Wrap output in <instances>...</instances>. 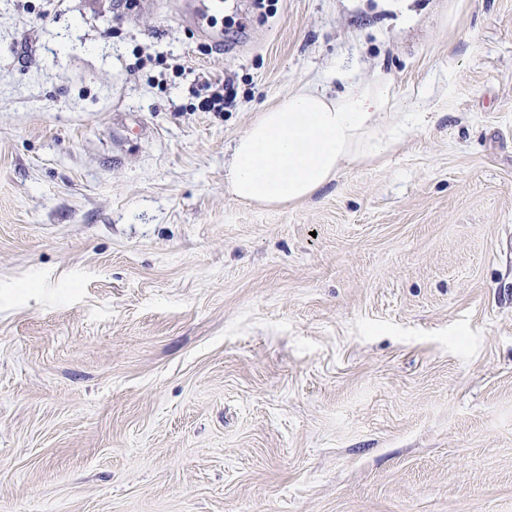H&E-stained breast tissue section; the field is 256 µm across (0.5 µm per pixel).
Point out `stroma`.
Returning a JSON list of instances; mask_svg holds the SVG:
<instances>
[{"mask_svg": "<svg viewBox=\"0 0 512 512\" xmlns=\"http://www.w3.org/2000/svg\"><path fill=\"white\" fill-rule=\"evenodd\" d=\"M191 3L0 0V512H512V0ZM378 78L394 150L230 194ZM209 85L214 90L208 96L204 97L198 104V108L203 112H224V108L231 106L236 99V92L230 80L224 82H215ZM383 81L356 82L336 98L314 83L289 91L234 141L224 183L241 203L264 207L313 196L345 167L392 150L418 120L398 112Z\"/></svg>", "mask_w": 512, "mask_h": 512, "instance_id": "obj_1", "label": "stroma"}]
</instances>
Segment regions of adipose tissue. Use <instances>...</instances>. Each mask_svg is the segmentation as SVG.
Wrapping results in <instances>:
<instances>
[{
	"mask_svg": "<svg viewBox=\"0 0 512 512\" xmlns=\"http://www.w3.org/2000/svg\"><path fill=\"white\" fill-rule=\"evenodd\" d=\"M418 120L386 82H356L328 97L316 84L289 91L235 140L224 182L241 203L264 207L313 196L346 167L392 150Z\"/></svg>",
	"mask_w": 512,
	"mask_h": 512,
	"instance_id": "ef3b65f1",
	"label": "adipose tissue"
}]
</instances>
